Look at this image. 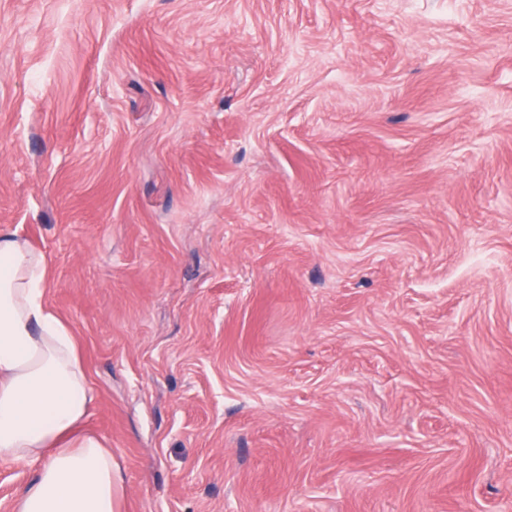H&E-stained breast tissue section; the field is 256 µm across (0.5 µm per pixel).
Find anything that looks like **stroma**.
<instances>
[{
	"instance_id": "stroma-1",
	"label": "stroma",
	"mask_w": 512,
	"mask_h": 512,
	"mask_svg": "<svg viewBox=\"0 0 512 512\" xmlns=\"http://www.w3.org/2000/svg\"><path fill=\"white\" fill-rule=\"evenodd\" d=\"M116 512H512V0H0V228Z\"/></svg>"
}]
</instances>
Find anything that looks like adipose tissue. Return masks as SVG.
<instances>
[{"instance_id":"obj_1","label":"adipose tissue","mask_w":512,"mask_h":512,"mask_svg":"<svg viewBox=\"0 0 512 512\" xmlns=\"http://www.w3.org/2000/svg\"><path fill=\"white\" fill-rule=\"evenodd\" d=\"M46 283L45 254L0 229V461L37 468L15 512H115L112 452L82 428L95 391Z\"/></svg>"}]
</instances>
